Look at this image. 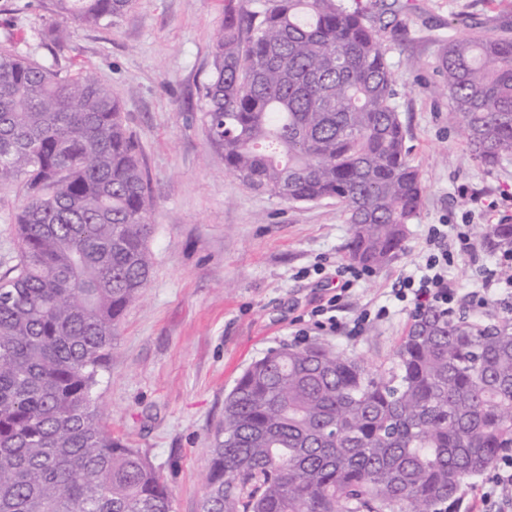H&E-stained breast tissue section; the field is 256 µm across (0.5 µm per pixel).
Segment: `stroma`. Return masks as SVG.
Segmentation results:
<instances>
[{"mask_svg":"<svg viewBox=\"0 0 512 512\" xmlns=\"http://www.w3.org/2000/svg\"><path fill=\"white\" fill-rule=\"evenodd\" d=\"M396 74L405 146L426 190L403 250L352 287L342 271L351 227L334 201L290 204L206 168L212 154L200 112L202 85L224 18V0H134L114 24L74 27L62 45L45 29L38 0H0V38L18 53L64 70L92 67L120 101L152 200L149 282L121 320L97 405L113 435L139 449L172 494V512H200L224 398L253 361L285 345L323 344L388 365L411 320L394 304L399 279L425 261L433 224H468L483 243L491 224H512V159L480 163L448 123L440 58L449 38L477 31L512 36V0H359ZM27 199L0 186V273L17 254L15 215ZM479 271L455 260V313L486 324L505 309L473 310ZM340 295L342 321L391 308L350 338L296 318Z\"/></svg>","mask_w":512,"mask_h":512,"instance_id":"stroma-1","label":"stroma"}]
</instances>
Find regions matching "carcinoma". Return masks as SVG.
<instances>
[{
  "label": "carcinoma",
  "instance_id": "cac0c4a2",
  "mask_svg": "<svg viewBox=\"0 0 512 512\" xmlns=\"http://www.w3.org/2000/svg\"><path fill=\"white\" fill-rule=\"evenodd\" d=\"M133 0H49L57 42ZM201 94L207 165L289 203L333 200L367 268L403 249L424 184L395 74L345 0H225ZM450 111L473 155L512 157V39L448 41ZM21 182L18 260L0 276V512H171L170 491L94 399L152 258L146 174L96 73L0 45V185ZM487 238L512 252V224ZM512 453V319L427 308L390 365L328 346L253 361L224 399L201 512H442Z\"/></svg>",
  "mask_w": 512,
  "mask_h": 512
}]
</instances>
